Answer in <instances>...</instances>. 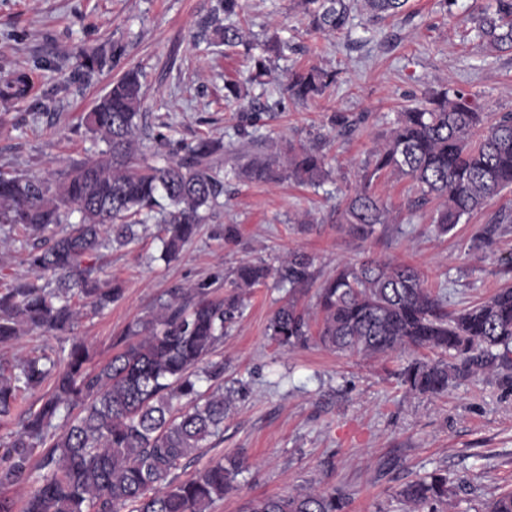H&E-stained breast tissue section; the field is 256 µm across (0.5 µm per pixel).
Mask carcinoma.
I'll return each instance as SVG.
<instances>
[{
	"mask_svg": "<svg viewBox=\"0 0 512 512\" xmlns=\"http://www.w3.org/2000/svg\"><path fill=\"white\" fill-rule=\"evenodd\" d=\"M373 18L402 11L407 0H363ZM355 0H304L316 30L341 31ZM474 30L492 51L512 49V0L471 15ZM213 34L226 47L243 42L244 29L213 15ZM273 34L263 53L250 56L255 80L268 72L264 53L284 51ZM102 51L83 52L76 68L91 74L104 65ZM336 74L316 67L293 72L289 97L321 95ZM33 76L25 68L0 83V101L25 100ZM140 72L132 69L112 85L85 125L106 149L56 178L0 172V228L23 231L30 242L27 262L34 280L0 294V344L25 329L44 334L71 326L88 308L100 312L121 297L102 288L89 259L112 245H128L157 224L161 257L176 260L203 223L202 211L224 193V143L202 135L171 147L170 124L145 110ZM239 173L252 182L284 179L316 185L328 177L325 157L314 148H290L285 160L241 149ZM386 172L410 178L421 199L441 200L434 223L441 234L512 188V112L492 115L459 90L434 92L423 107L401 113L385 143L375 149L360 185L338 212L349 231L368 239L388 223L387 210L369 191ZM80 221L69 223L73 212ZM512 209L491 218L478 244L495 241ZM311 259L295 253L274 269L244 261L233 271L232 290L211 297L214 281L175 288L155 310L117 341L121 350L90 367L88 349L0 362V420L16 429L0 455V486L33 480L23 512H210L240 473V462L218 460L181 480L176 471L204 443L224 431L231 400L221 383L224 362L212 360L224 329L242 314L245 291L275 276L294 291L312 281ZM48 276L56 287L39 284ZM267 329L282 346L315 340L326 349L365 356L430 351L413 357L399 372L410 393L440 396L458 380L483 374L495 363H512V288L489 300L450 312L421 272L406 263L368 259L342 267L315 293V316L291 297L270 317ZM53 381L38 408L23 407L29 391ZM216 387L201 390V383ZM39 462L32 464L34 453ZM411 512H455L453 481L435 471L398 492ZM338 489L299 491L251 499L246 512H346ZM476 512H512V490L494 496Z\"/></svg>",
	"mask_w": 512,
	"mask_h": 512,
	"instance_id": "cac0c4a2",
	"label": "carcinoma"
}]
</instances>
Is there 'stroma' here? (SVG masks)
<instances>
[{
	"instance_id": "1",
	"label": "stroma",
	"mask_w": 512,
	"mask_h": 512,
	"mask_svg": "<svg viewBox=\"0 0 512 512\" xmlns=\"http://www.w3.org/2000/svg\"><path fill=\"white\" fill-rule=\"evenodd\" d=\"M490 2L457 0L448 8L443 0H408L385 19L359 8L343 31L328 33L310 26L299 0H242L246 42L227 51L211 42L208 21L218 0H0V80L20 65L34 76L27 100L0 104L11 119L0 128V170L56 176L96 156L101 144L82 117L133 67L143 70L150 111L169 114L173 142L222 140L228 168L249 137L254 151L279 157L292 145L313 146L331 169L318 188L228 177L222 206L207 211L178 262L161 260L151 231L102 251L93 260L97 276L121 284L123 298L71 329L25 333L0 347V361L81 342L101 364L170 289L212 276L220 298L224 277L241 262L276 267L295 251L311 258L317 284L369 258L413 264L452 310L512 286V224L492 247L476 246L491 217L512 208V190L445 235L432 227L436 201L418 204L412 181L395 174L372 185L389 211L373 237L350 233L335 212L398 112L422 104L431 90L447 85L486 111L512 112V51H488L464 23ZM274 32L288 47L271 56L263 84L248 87L243 105L262 119L246 131L224 104V84L245 70L250 46ZM116 42L125 48L119 63L89 76L74 71L83 51L108 56ZM308 66L336 72V83L307 102L287 98L289 72ZM337 112L346 113L349 130L332 125ZM230 225L237 229L231 239L224 235ZM287 298L273 279L254 289L216 348L224 384L234 390L224 433L178 471L186 479L221 458L242 462L234 488L211 512H242L257 496L334 487L348 495L347 512H402L397 490L438 469L454 480L465 508L512 489V369L470 377L444 396L412 394L398 378L407 354L372 359L316 343L279 345L267 324Z\"/></svg>"
}]
</instances>
